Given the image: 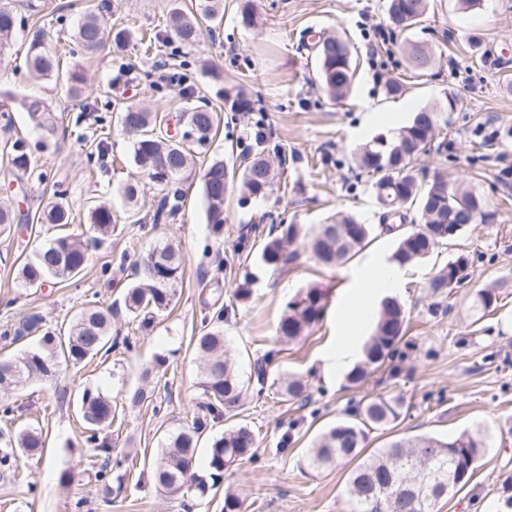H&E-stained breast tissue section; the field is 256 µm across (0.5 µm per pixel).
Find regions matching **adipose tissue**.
<instances>
[{
    "instance_id": "ef3b65f1",
    "label": "adipose tissue",
    "mask_w": 512,
    "mask_h": 512,
    "mask_svg": "<svg viewBox=\"0 0 512 512\" xmlns=\"http://www.w3.org/2000/svg\"><path fill=\"white\" fill-rule=\"evenodd\" d=\"M361 281L364 291L355 294L344 308V319L352 324L355 332L336 340L330 359L336 368H344L355 361L361 352V338L356 331L367 324L375 313L379 296L396 293L402 285V273L398 267L384 264L366 271Z\"/></svg>"
}]
</instances>
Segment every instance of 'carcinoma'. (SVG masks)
I'll use <instances>...</instances> for the list:
<instances>
[{
  "mask_svg": "<svg viewBox=\"0 0 512 512\" xmlns=\"http://www.w3.org/2000/svg\"><path fill=\"white\" fill-rule=\"evenodd\" d=\"M429 0H388L387 13L396 18L398 26L411 29L425 16ZM223 0H199L195 9L187 12L175 7L169 12L168 28L179 43L192 46L199 41L202 27L222 19ZM19 28L14 7L0 0V54L13 45ZM74 38L82 53L100 52L106 38L99 18L90 13L79 25ZM28 70L32 78L46 80L60 77V60L48 47L44 35H35L28 49ZM409 64L425 72L432 64V54L409 44ZM317 71L323 89L335 100L345 98L350 90L353 73L351 52L346 43L335 38L319 41ZM34 127L50 134L54 118L43 99L29 96L19 102ZM224 107L242 111L250 102L235 88L224 91ZM193 131L191 137L175 138L168 134L170 120ZM120 125L134 135L133 157L140 172L163 194L170 212L180 209L181 184L196 173L195 154L206 148L219 129L220 113L209 106L189 105L173 116L146 112L136 106L125 107L119 116ZM438 113L424 108L392 136L380 134L364 144L357 157L358 167L372 178L377 203L382 205L381 227L393 232L392 219L407 221L408 213L416 212L419 223L399 236L390 262L400 268L428 258L437 248L455 239L470 224L485 218L483 201L473 191L456 186L437 176L430 182L414 175L410 163L419 154L431 149L435 139ZM264 141L256 142V151L248 150L239 164L230 166L215 158L200 175L209 230L224 233V204L229 191L237 187L239 203L266 198L274 187V171L264 156ZM11 172H27L31 168L29 153L20 143L13 145ZM40 224L57 227L70 224V206L51 202L39 213ZM87 223L92 236L63 234L40 246L32 260L24 263L19 277L28 287H42L51 280L66 281L80 274L87 265L90 251L112 237L116 219L112 209L102 204L88 207ZM371 225L360 223L354 216L338 214L320 226L308 241V248L317 260L329 267L351 259L367 244ZM299 236L295 224H288L277 235L268 234L258 244L260 264L283 272L296 259V252L287 249ZM183 265V256L173 245L160 243L137 264L136 280L122 293L125 311L143 324L154 322L156 316L171 304ZM468 262L459 257L440 267L429 281L435 293L442 294L465 278ZM252 280L244 275L233 293V304L245 306L252 297ZM325 293L317 286L299 292L287 302L277 324V336L293 341L305 335L325 308ZM496 302L491 289L478 291L473 307L485 313ZM218 325L201 331L196 338V351L201 358L199 388L204 398L205 417H196L192 425L168 435L162 457L152 472L156 489L172 496L203 498L210 488L224 479V472L239 465L254 454L256 434L247 425H237L210 438L206 448L207 474L199 475L193 467L202 435L212 425L224 421L244 405L249 390L261 395L268 385L278 386L279 393L289 401L303 402L307 387L297 376L286 380L274 377L270 371L272 358L266 354L254 361L253 372L243 381L234 365L231 351L224 343L219 323L224 310L216 312ZM407 312L393 297L382 299L370 336L359 363L346 375L348 386L362 387L370 374L397 359L401 351ZM112 309L88 302L78 314L65 336L45 328L42 315L33 312L6 324L0 334L14 342L34 338L37 344L19 356L0 360V380L15 388L35 378H48L60 371V363L79 365L98 355H107L113 344L109 336ZM409 406L400 395L373 394L365 396L350 418L336 422L325 430L306 454L307 466L318 470L343 461L354 460L364 453L369 432L396 423ZM80 413L85 423V441L97 451L111 453L98 431L112 425L117 407L107 397L86 390L80 399ZM490 438L480 430H464L442 439L415 436L391 442L373 451L351 472L348 480L350 512H433L440 499L464 486L473 475L474 465L488 447ZM42 430L22 429L12 435H0V468L14 469L19 456L42 453ZM125 474L112 475L108 463L95 471L97 481L104 486L115 482L122 485Z\"/></svg>",
  "mask_w": 512,
  "mask_h": 512,
  "instance_id": "carcinoma-1",
  "label": "carcinoma"
}]
</instances>
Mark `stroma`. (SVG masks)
Here are the masks:
<instances>
[{
    "mask_svg": "<svg viewBox=\"0 0 512 512\" xmlns=\"http://www.w3.org/2000/svg\"><path fill=\"white\" fill-rule=\"evenodd\" d=\"M240 0H224L222 22L213 23L198 44L181 45L165 26L172 7L191 0H15L21 21L11 49L0 55V199L12 201L21 224L0 233V329L19 314L38 311L55 333H66L88 301L111 308L114 347L105 357L63 370L53 379L33 380L10 393L22 416L0 417V431L37 425L43 431L42 456L22 460L17 472L0 470V512H183L179 497L149 482L168 433L203 416L198 387L200 360L194 341L223 304L222 328L248 377L253 361L277 353L279 371L308 383L306 402H290L276 390L248 394L236 417L257 434L253 457L226 473L222 485L199 499L194 512H223L224 493L243 500V512H349L345 486L349 464L315 471L305 453L329 423L345 417L364 393L398 394L408 412L394 428L371 433L379 448L395 437L435 435L488 428L493 442L468 484L442 499L435 512H496L502 482L512 477V0H482L463 11L457 0H431L417 27L396 28L386 0H254L256 23L241 22ZM98 13L104 28L149 32L151 48L134 40L96 56L75 53L73 35L84 14ZM67 69L80 70L91 96L74 98L65 80L34 81L26 74L27 50L37 30ZM346 40L356 65L344 103L331 101L316 75L313 46L319 38ZM425 45L434 56L427 73L408 63L407 43ZM396 79L402 96L388 97L384 84ZM242 86L252 100L247 112L225 111L224 123L196 163L216 157L239 158L263 130L269 148H282L287 169L267 198L239 204L230 196L223 237L210 234L200 181L185 182L176 216L156 220L161 194L134 163L131 135L117 124L127 105L151 112H177L185 104L223 108L226 87ZM43 98L57 119L53 134L35 129L19 102ZM454 111H445L447 97ZM441 108L438 149L415 159L419 178L447 174L485 201L487 218L468 225L429 259L403 268L397 294L408 313L406 345L392 368L371 375L364 389L345 386L344 371L326 355L342 332V309L356 293L358 274L388 260L395 234L378 229L381 209L371 179L356 165L357 150L374 136L407 125L415 112ZM499 135L492 156L477 144ZM24 141L32 158L25 175L9 173L12 145ZM138 182L135 201L124 194ZM65 194L72 221L67 232L87 227L89 205L104 202L119 230L93 251L76 282L24 287L18 272L38 246L57 229L36 223L54 193ZM345 211L375 225L371 243L350 262L326 268L295 241L299 256L287 271L255 269L248 306L233 307L232 294L244 270L218 272L240 242L266 236L271 226L301 225L312 233L334 213ZM180 249L185 266L169 309L145 326L119 305L133 268L156 243ZM469 261L467 277L453 290L433 294L435 270L457 257ZM316 285L326 293L325 310L305 336L285 342L276 327L288 300ZM491 288L496 308L480 314L472 307L477 291ZM153 367L152 398L126 407L101 435L112 458L132 461L122 491L96 481L91 463L96 450L85 441L77 402L84 389L124 404ZM286 452H279V445Z\"/></svg>",
    "mask_w": 512,
    "mask_h": 512,
    "instance_id": "stroma-1",
    "label": "stroma"
}]
</instances>
